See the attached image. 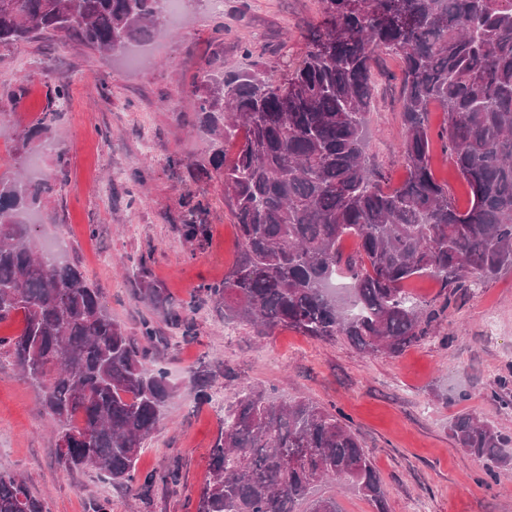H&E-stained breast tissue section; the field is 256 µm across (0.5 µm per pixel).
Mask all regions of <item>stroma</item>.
<instances>
[{
    "label": "stroma",
    "instance_id": "35a3bbf8",
    "mask_svg": "<svg viewBox=\"0 0 512 512\" xmlns=\"http://www.w3.org/2000/svg\"><path fill=\"white\" fill-rule=\"evenodd\" d=\"M320 12V0H221L216 8L182 0L179 23L164 25L136 62L51 37L0 48V173L15 154L25 157L31 180L53 171L58 155L67 159L64 186L36 214L38 248L62 240L66 261L83 266L131 334L151 319L163 340L148 356L174 384L138 462L155 482L136 494L97 469H66L37 391L0 362V471L21 475L48 512H91L98 500L111 512H194L219 425L215 406L257 386L280 401L342 411L374 462L390 512H512V466L485 481L482 461L458 448L449 428L469 412L512 436V408L503 404L512 399V271L452 292L431 277L415 279L409 292L441 316L429 338L396 357L363 354L342 336H256L225 322L200 291L223 281L237 239L210 163L212 139L195 126L188 89L213 55L228 71L278 74ZM382 66L366 116L368 153L395 187L407 175L397 150L400 63L386 54ZM58 84L70 87L61 108L53 103ZM54 108L52 135L25 141L23 132ZM189 197L202 202L195 220L209 228L198 248L179 232ZM147 285L163 289L172 307L193 303L192 338L145 299ZM203 373L211 383L200 403L192 380ZM174 467L179 485H163Z\"/></svg>",
    "mask_w": 512,
    "mask_h": 512
}]
</instances>
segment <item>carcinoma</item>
<instances>
[{
	"label": "carcinoma",
	"instance_id": "obj_1",
	"mask_svg": "<svg viewBox=\"0 0 512 512\" xmlns=\"http://www.w3.org/2000/svg\"><path fill=\"white\" fill-rule=\"evenodd\" d=\"M298 60L280 78L267 70L224 73L205 61L192 94L197 129L224 144L212 156L224 180L240 252L224 281L203 287L224 319L258 336L291 329L319 341L344 336L367 354L399 355L423 342L435 310L406 290L427 275L443 288H471L512 270V0H321ZM163 0H0V46L40 35L77 39L113 53L149 41ZM401 61L398 145L405 182L381 188L365 124L380 73L376 53ZM438 133L467 184L459 208L431 170V107ZM58 111L42 113L28 140L48 135ZM59 176L32 182L0 173V356L35 387L69 469L95 467L131 489L148 487L137 462L173 393L167 369L148 359L157 331L132 336L74 263L36 249L28 221ZM199 244L205 224L181 225ZM346 235L358 239L344 255ZM349 280L350 303L329 290ZM171 325L194 336L192 319ZM458 447L484 461L486 479L512 456L494 426L465 413L450 425ZM389 512L380 477L342 416L309 399L276 401L253 387L224 410L209 476L195 512H342L336 488ZM0 512H47L25 479L0 471Z\"/></svg>",
	"mask_w": 512,
	"mask_h": 512
}]
</instances>
